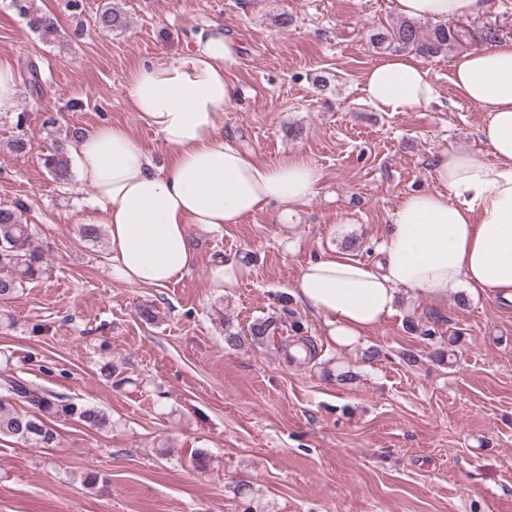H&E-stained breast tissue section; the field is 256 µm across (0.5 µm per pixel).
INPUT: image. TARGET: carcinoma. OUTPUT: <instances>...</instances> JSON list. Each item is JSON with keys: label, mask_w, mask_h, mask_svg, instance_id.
Here are the masks:
<instances>
[{"label": "carcinoma", "mask_w": 512, "mask_h": 512, "mask_svg": "<svg viewBox=\"0 0 512 512\" xmlns=\"http://www.w3.org/2000/svg\"><path fill=\"white\" fill-rule=\"evenodd\" d=\"M11 4L44 39L57 32L49 16L30 11L29 0H11ZM95 23L106 34L125 26L121 15L109 6L97 11ZM459 39L457 27L446 22L426 25L408 18H398L369 37L379 49L414 51L429 57L447 53ZM44 166L56 183L66 185L72 180L71 160L63 144L44 156ZM43 264V247L35 244L23 206L0 207V301L12 299L26 283L40 278L45 272ZM280 323L279 316L257 319L249 326L246 338L226 321L224 344L235 349L248 339L260 345L276 333ZM57 421H76L96 429L110 423L109 416L95 406L37 387L17 375L0 376V437L14 438L31 448H53L59 443Z\"/></svg>", "instance_id": "cac0c4a2"}]
</instances>
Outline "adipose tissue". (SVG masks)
Wrapping results in <instances>:
<instances>
[{
  "mask_svg": "<svg viewBox=\"0 0 512 512\" xmlns=\"http://www.w3.org/2000/svg\"><path fill=\"white\" fill-rule=\"evenodd\" d=\"M488 7V0H395L401 16L442 22ZM239 52L214 25L179 55L141 65L129 79L128 99L174 150L170 161H158L116 125L77 141L80 179L95 191L91 207L109 226L113 268L128 282L161 287L188 272L195 263L188 225L236 224L316 191L322 174L313 164H258L219 132V115L238 98L225 72ZM452 66L454 85L488 114L479 134L492 158L440 152L431 167L438 190L401 200L376 259L330 252L303 265L294 294L322 317L336 347L358 343L394 316L405 292L438 303L461 294L512 301V39L464 52ZM363 92L381 112H407L436 96L420 63L400 53L371 65Z\"/></svg>",
  "mask_w": 512,
  "mask_h": 512,
  "instance_id": "1",
  "label": "adipose tissue"
}]
</instances>
